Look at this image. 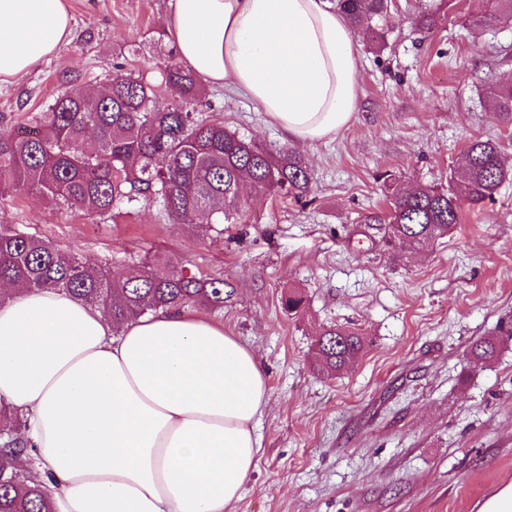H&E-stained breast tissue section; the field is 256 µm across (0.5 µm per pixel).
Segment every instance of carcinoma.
Here are the masks:
<instances>
[{"label":"carcinoma","instance_id":"obj_1","mask_svg":"<svg viewBox=\"0 0 512 512\" xmlns=\"http://www.w3.org/2000/svg\"><path fill=\"white\" fill-rule=\"evenodd\" d=\"M388 0H338L353 30L387 13ZM182 101L167 109L156 100L168 93ZM204 90L192 73L167 52L153 75L130 70L113 76L98 94L72 88L59 95L29 123L0 121V194L31 190L39 199L78 208L103 220L135 204H159L172 224L231 222L226 203L240 200L250 181L265 197L311 190V174L296 152L271 151L224 127L213 115L192 112L187 104ZM489 98L498 112L512 116V85L494 87ZM512 180L499 144L475 138L463 163L452 170L448 186L402 189L390 184L389 213L372 221L396 244L426 249L464 221V206L474 209L494 199ZM0 282L28 290L55 288L106 312L114 330L131 319L160 309L199 303L219 312L234 294L221 277L198 276L177 259L145 263L133 275L114 278L112 269L95 268L73 253L16 227L0 225ZM512 340V323L499 336L475 341L468 358L487 364L495 359L500 337ZM364 349L357 331L336 325L320 333L311 353L313 365L328 373L347 370ZM0 438V512H52L45 482L16 468L31 452L20 432Z\"/></svg>","mask_w":512,"mask_h":512}]
</instances>
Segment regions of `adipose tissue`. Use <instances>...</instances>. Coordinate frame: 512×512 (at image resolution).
<instances>
[{
  "mask_svg": "<svg viewBox=\"0 0 512 512\" xmlns=\"http://www.w3.org/2000/svg\"><path fill=\"white\" fill-rule=\"evenodd\" d=\"M164 29L204 84L260 106L293 142L331 139L358 106L360 57L335 0H170ZM72 32L65 0H0V82ZM255 353L204 314L114 330L54 288L0 292V408L24 418L54 512H228L262 444Z\"/></svg>",
  "mask_w": 512,
  "mask_h": 512,
  "instance_id": "obj_1",
  "label": "adipose tissue"
}]
</instances>
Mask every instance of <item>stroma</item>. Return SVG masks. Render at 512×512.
Wrapping results in <instances>:
<instances>
[{
  "mask_svg": "<svg viewBox=\"0 0 512 512\" xmlns=\"http://www.w3.org/2000/svg\"><path fill=\"white\" fill-rule=\"evenodd\" d=\"M170 0H67L72 34L22 79L0 83V117L23 123L59 93L103 88L114 65L151 67L173 43ZM440 8L433 32L419 13ZM484 20L475 24L473 13ZM386 45L356 31L358 108L335 139L289 144L240 94L205 86L199 107L238 135L293 147L313 176L307 200L260 198L215 232L172 224L158 205L110 222L37 200L0 197V224L53 242L121 275L159 257L224 278L235 289L218 317L260 359L267 403L262 448L231 512H478L512 482V341L487 366L468 352L512 320V183L455 233L416 251L386 245V175L402 187L447 186L474 137L512 163V117L489 87L512 84V20L493 0H388ZM301 293L302 315L282 308ZM358 330L365 348L349 371L311 363L323 327Z\"/></svg>",
  "mask_w": 512,
  "mask_h": 512,
  "instance_id": "1",
  "label": "stroma"
}]
</instances>
